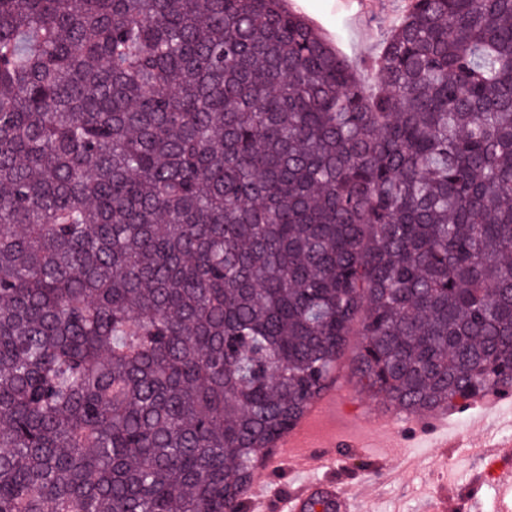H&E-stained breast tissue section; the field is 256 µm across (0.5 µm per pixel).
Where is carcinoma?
Listing matches in <instances>:
<instances>
[{
    "mask_svg": "<svg viewBox=\"0 0 512 512\" xmlns=\"http://www.w3.org/2000/svg\"><path fill=\"white\" fill-rule=\"evenodd\" d=\"M378 94L287 0H0V512H247L337 379L512 390V0Z\"/></svg>",
    "mask_w": 512,
    "mask_h": 512,
    "instance_id": "1",
    "label": "carcinoma"
}]
</instances>
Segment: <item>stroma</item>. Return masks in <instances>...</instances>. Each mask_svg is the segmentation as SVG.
<instances>
[{"label": "stroma", "instance_id": "35a3bbf8", "mask_svg": "<svg viewBox=\"0 0 512 512\" xmlns=\"http://www.w3.org/2000/svg\"><path fill=\"white\" fill-rule=\"evenodd\" d=\"M410 0H289L342 54L364 85L372 80L366 64L379 54L389 32ZM362 345L350 337L336 380V402L326 423L312 431L333 466L304 470L290 459L273 469L257 470L253 487L267 493L265 512H282L284 500L299 494L304 482L317 481L353 492L361 512H501L502 472L512 458L496 454L499 443L512 441V402L495 397L442 414L443 429L431 433L421 418L400 417L397 430L364 424L365 416L387 415L385 405L364 392L351 372ZM334 425L344 444L328 446L327 425ZM482 484L480 501L471 488Z\"/></svg>", "mask_w": 512, "mask_h": 512}]
</instances>
